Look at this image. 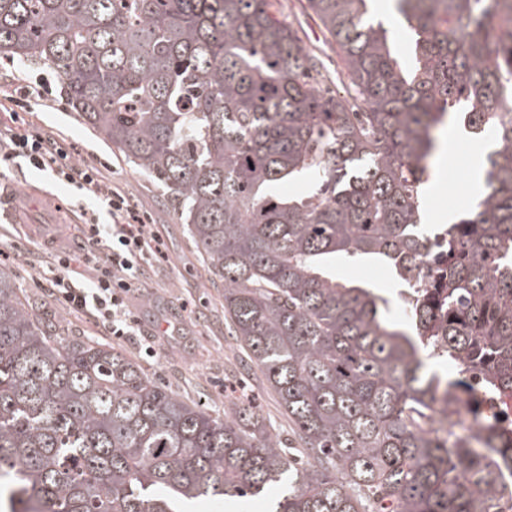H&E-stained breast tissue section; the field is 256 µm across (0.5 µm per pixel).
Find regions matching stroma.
<instances>
[{"instance_id":"obj_1","label":"stroma","mask_w":512,"mask_h":512,"mask_svg":"<svg viewBox=\"0 0 512 512\" xmlns=\"http://www.w3.org/2000/svg\"><path fill=\"white\" fill-rule=\"evenodd\" d=\"M280 17L298 30L306 46L318 55L328 71L336 69L330 36L308 9L306 0H282ZM44 79V102L29 114L30 123L60 143L75 145L79 161L105 172L114 186L126 192L150 217V229L166 247L167 260L149 268L130 294L128 304L139 319L140 333L127 338L106 335L86 316L65 311L51 295L41 273L62 249L78 250V214L85 199L70 185L51 174L32 169L17 158L0 166V179L27 202L18 213L14 202L0 201V250H21L17 260H5L18 288L39 310L59 323L64 335L91 336L137 361L150 376L170 385L183 398L220 413L225 402L245 396L281 439L291 435V425L257 369L244 368L235 341L224 323V287L213 282L202 258L194 249L186 225L149 179L93 136L60 91L61 80L53 74L18 66L0 65V95L14 94L22 80ZM448 147L444 161L425 187L427 214L459 211L477 203L471 192L470 170L482 142L471 140L455 126L444 132ZM337 278L358 281L382 290L391 309H398L402 289L389 267L367 260H337ZM152 347L154 357L144 354Z\"/></svg>"}]
</instances>
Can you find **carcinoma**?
<instances>
[{
    "label": "carcinoma",
    "mask_w": 512,
    "mask_h": 512,
    "mask_svg": "<svg viewBox=\"0 0 512 512\" xmlns=\"http://www.w3.org/2000/svg\"><path fill=\"white\" fill-rule=\"evenodd\" d=\"M344 94L274 0H0V62L45 69L85 127L157 184L224 283L230 336L292 422L249 402L211 414L123 352L65 338L0 269V492L8 512H500L512 432L473 383L512 394V0H307ZM490 131L485 193L421 231L438 132ZM311 181L303 196L277 186ZM434 248L448 286L410 274ZM338 258L385 263L411 315ZM461 363L449 375L446 364ZM372 4L375 19L381 20L384 27L389 30V36L393 43L399 48H404L410 38V33L405 26L398 23V15L393 7L394 2L375 0Z\"/></svg>",
    "instance_id": "cac0c4a2"
}]
</instances>
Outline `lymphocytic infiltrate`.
<instances>
[{
    "label": "lymphocytic infiltrate",
    "mask_w": 512,
    "mask_h": 512,
    "mask_svg": "<svg viewBox=\"0 0 512 512\" xmlns=\"http://www.w3.org/2000/svg\"><path fill=\"white\" fill-rule=\"evenodd\" d=\"M37 86L9 96L7 121H0V162L27 158L37 170L50 172L85 196H94L99 210L80 225L83 252L73 257L64 252L50 270L49 284L63 309L90 316L108 335H136L138 321L128 308V293L145 265L165 259L163 241L149 227V216L132 199L108 187L98 168L78 163L62 145L32 129L26 113L42 101ZM84 264L90 277L77 281L75 264Z\"/></svg>",
    "instance_id": "1"
}]
</instances>
